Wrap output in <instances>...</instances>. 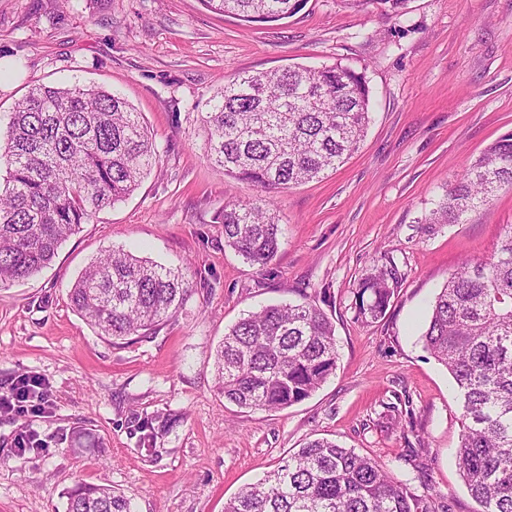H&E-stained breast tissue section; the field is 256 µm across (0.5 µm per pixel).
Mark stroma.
Masks as SVG:
<instances>
[{
    "instance_id": "35a3bbf8",
    "label": "stroma",
    "mask_w": 512,
    "mask_h": 512,
    "mask_svg": "<svg viewBox=\"0 0 512 512\" xmlns=\"http://www.w3.org/2000/svg\"><path fill=\"white\" fill-rule=\"evenodd\" d=\"M341 63L365 72L371 123L324 177L272 193L283 231L262 269L224 245V204L258 191L204 159L199 115L243 72ZM121 94L159 162L32 276L0 288V392L39 380L42 413L0 411V512H65L78 483L133 512H224L246 485L316 437L385 463L435 512H475L456 464L461 407L424 347L429 305L469 257L512 224L505 186L461 224L423 217L493 141L512 131V0H307L248 23L200 0H0V142L30 87ZM183 269L177 312L145 336L102 335L72 307L82 270L112 249ZM402 280L384 317L357 319L359 282L381 255ZM309 301L335 326L333 375L309 398L242 409L215 388L214 354L241 317ZM165 423L147 433L144 421ZM36 439L18 451L17 440Z\"/></svg>"
}]
</instances>
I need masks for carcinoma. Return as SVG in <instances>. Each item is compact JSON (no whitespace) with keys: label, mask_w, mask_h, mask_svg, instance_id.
Wrapping results in <instances>:
<instances>
[{"label":"carcinoma","mask_w":512,"mask_h":512,"mask_svg":"<svg viewBox=\"0 0 512 512\" xmlns=\"http://www.w3.org/2000/svg\"><path fill=\"white\" fill-rule=\"evenodd\" d=\"M251 23L298 13L306 0H201ZM369 81L338 63L235 76L200 115L205 158L262 190L298 185L334 170L359 147L369 124ZM0 160V288L49 265L61 244L95 214L130 196L160 160L141 113L98 87L31 88L11 112ZM512 185V132L491 143L446 190L423 224H459ZM224 246L266 268L281 236L271 203H228L217 216ZM401 274L388 260L361 279L357 318L385 315ZM187 280L178 268L123 249L96 259L70 289L74 308L114 338L142 335L171 318ZM425 349L456 385L462 409L456 450L476 512H512V225L487 259H466L435 297ZM335 329L316 305H269L224 334L215 382L248 409L304 400L336 371ZM66 512H132L110 488L81 484ZM224 512H434L385 465L315 438L273 474L245 487Z\"/></svg>","instance_id":"1"}]
</instances>
